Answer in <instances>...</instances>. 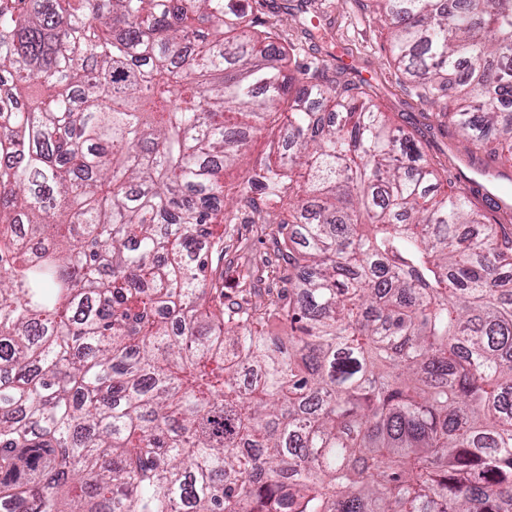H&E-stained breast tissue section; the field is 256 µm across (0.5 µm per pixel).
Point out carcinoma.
<instances>
[{"mask_svg": "<svg viewBox=\"0 0 512 512\" xmlns=\"http://www.w3.org/2000/svg\"><path fill=\"white\" fill-rule=\"evenodd\" d=\"M377 2L416 96L512 163V0ZM265 7L0 0V512H512V211L437 194ZM241 211L258 301L212 230ZM266 139L263 134L254 133L248 138V147L243 157L242 165L239 168L226 169L224 172V180L227 186L236 185L241 178L242 169L245 168L247 162H253L255 159L265 156ZM235 234L231 241L226 242L225 261L240 269H246L252 265L259 267L261 275L264 270L263 262L267 259L274 260V246L268 236L261 233L259 224H234Z\"/></svg>", "mask_w": 512, "mask_h": 512, "instance_id": "obj_1", "label": "carcinoma"}]
</instances>
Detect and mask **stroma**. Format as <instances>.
I'll return each instance as SVG.
<instances>
[{"mask_svg": "<svg viewBox=\"0 0 512 512\" xmlns=\"http://www.w3.org/2000/svg\"><path fill=\"white\" fill-rule=\"evenodd\" d=\"M264 18L278 22L289 41L298 43V62L324 60L326 75L368 82L393 122L419 140L430 160L453 163L472 175L500 172V184L512 187V167L499 165L489 149L469 150L451 122L442 117L443 102L419 101L400 85L388 51V26L376 0H267ZM350 65L343 66L339 57ZM274 246L259 225L239 224L228 241L225 260L239 268L262 266Z\"/></svg>", "mask_w": 512, "mask_h": 512, "instance_id": "1", "label": "stroma"}]
</instances>
